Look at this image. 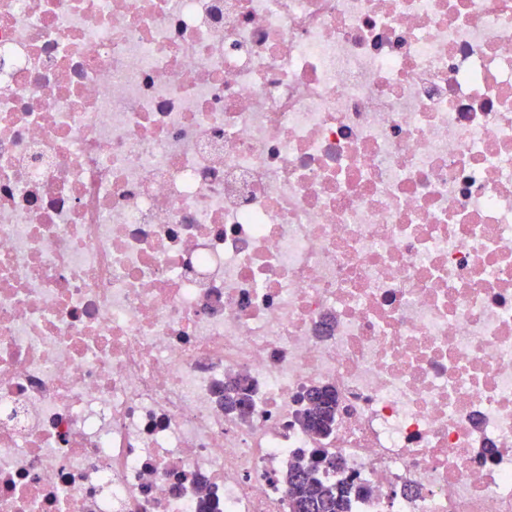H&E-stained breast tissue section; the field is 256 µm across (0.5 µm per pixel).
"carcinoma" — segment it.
<instances>
[{"instance_id":"obj_1","label":"carcinoma","mask_w":512,"mask_h":512,"mask_svg":"<svg viewBox=\"0 0 512 512\" xmlns=\"http://www.w3.org/2000/svg\"><path fill=\"white\" fill-rule=\"evenodd\" d=\"M251 389L246 379L232 378L224 383V407L250 402ZM308 408L301 415L302 426L317 436L330 433L336 421V394L329 387H315L306 395ZM338 458L323 449H315L314 461L302 462L288 473V506H304L308 512H351L353 500L360 496L361 487L351 480L325 482L319 471L337 469Z\"/></svg>"}]
</instances>
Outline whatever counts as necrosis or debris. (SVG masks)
<instances>
[{
	"label": "necrosis or debris",
	"mask_w": 512,
	"mask_h": 512,
	"mask_svg": "<svg viewBox=\"0 0 512 512\" xmlns=\"http://www.w3.org/2000/svg\"><path fill=\"white\" fill-rule=\"evenodd\" d=\"M317 448L512 512V0H0V512H288ZM251 389L246 383V379L236 377L229 379L224 383V407L230 408L235 405H240L235 411L239 414H244L247 405L242 406L241 404L250 402ZM306 398L309 406L301 415L300 423L316 436H327L336 421L335 392L329 387H315L307 393Z\"/></svg>",
	"instance_id": "obj_1"
}]
</instances>
